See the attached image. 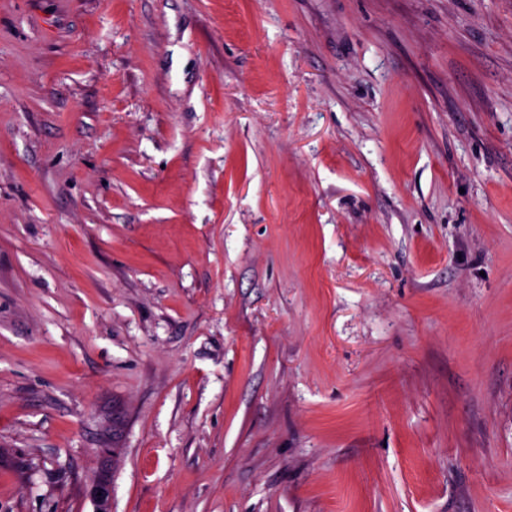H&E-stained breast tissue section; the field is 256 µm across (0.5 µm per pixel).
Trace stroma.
<instances>
[{
	"label": "stroma",
	"mask_w": 512,
	"mask_h": 512,
	"mask_svg": "<svg viewBox=\"0 0 512 512\" xmlns=\"http://www.w3.org/2000/svg\"><path fill=\"white\" fill-rule=\"evenodd\" d=\"M512 512V0H0V512Z\"/></svg>",
	"instance_id": "obj_1"
}]
</instances>
